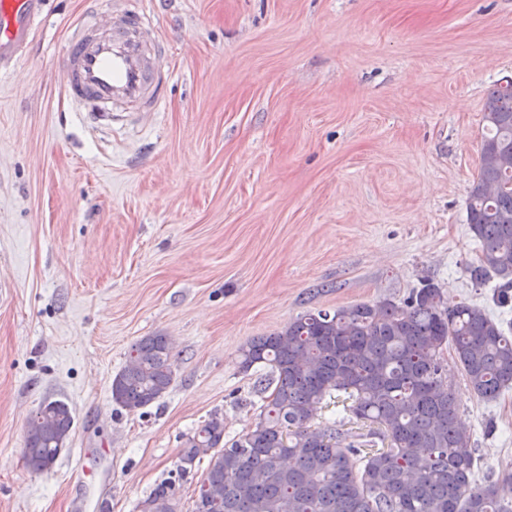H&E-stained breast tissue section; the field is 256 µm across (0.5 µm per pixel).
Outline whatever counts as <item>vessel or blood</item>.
<instances>
[{
  "label": "vessel or blood",
  "mask_w": 512,
  "mask_h": 512,
  "mask_svg": "<svg viewBox=\"0 0 512 512\" xmlns=\"http://www.w3.org/2000/svg\"><path fill=\"white\" fill-rule=\"evenodd\" d=\"M48 0H0V71L15 68L42 22ZM154 13L143 0H110L77 25L62 59L64 92L91 123L109 125L159 111L171 77Z\"/></svg>",
  "instance_id": "b4317fda"
}]
</instances>
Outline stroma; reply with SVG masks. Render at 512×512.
Listing matches in <instances>:
<instances>
[{
  "mask_svg": "<svg viewBox=\"0 0 512 512\" xmlns=\"http://www.w3.org/2000/svg\"><path fill=\"white\" fill-rule=\"evenodd\" d=\"M107 0H49L0 73V512H138L211 415L248 431L266 367L241 351L298 315L475 287L467 199L488 89L512 78V0H145L172 72L161 111L89 126L62 88L68 35ZM173 342L174 379L130 412L132 345ZM477 448L512 470V388L477 397L444 352ZM65 400L53 467L22 456ZM204 468L177 479L192 512ZM74 424L69 406L62 400L42 403L29 421L24 458L35 472L48 470L56 461Z\"/></svg>",
  "mask_w": 512,
  "mask_h": 512,
  "instance_id": "1",
  "label": "stroma"
}]
</instances>
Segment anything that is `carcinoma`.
Listing matches in <instances>:
<instances>
[{
  "mask_svg": "<svg viewBox=\"0 0 512 512\" xmlns=\"http://www.w3.org/2000/svg\"><path fill=\"white\" fill-rule=\"evenodd\" d=\"M486 132L479 171L467 203L480 243L471 279L495 278L494 298L512 303V79L496 83L484 103ZM452 351L473 392L493 400L512 386V333L484 308L444 303L428 282L402 302L379 301L317 310L241 352V367L263 364L264 396L257 421L224 442V422L212 416L182 448L183 462L207 461L192 512H512V471L472 486L473 434L459 407L443 348ZM172 343L144 336L112 379V400L128 411L156 402L173 380ZM343 411L378 427L350 435L311 426L333 393ZM74 424L62 400L42 403L29 421L24 458L35 472L56 461ZM382 447H377V444ZM151 512H179L175 481L142 500Z\"/></svg>",
  "mask_w": 512,
  "mask_h": 512,
  "instance_id": "obj_1",
  "label": "carcinoma"
}]
</instances>
